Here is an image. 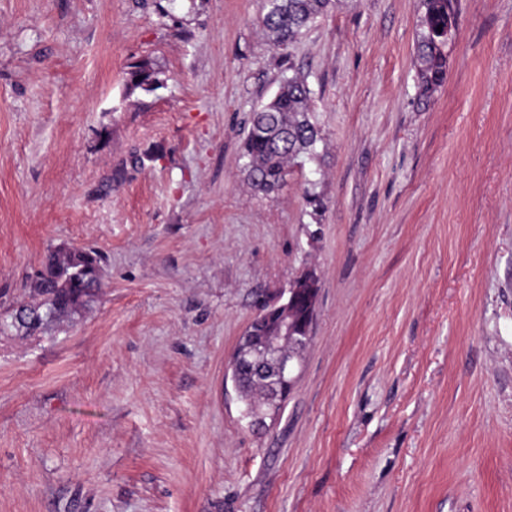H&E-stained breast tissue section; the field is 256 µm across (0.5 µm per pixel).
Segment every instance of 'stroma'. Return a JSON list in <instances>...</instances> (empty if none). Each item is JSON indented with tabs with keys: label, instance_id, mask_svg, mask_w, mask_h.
Segmentation results:
<instances>
[{
	"label": "stroma",
	"instance_id": "obj_1",
	"mask_svg": "<svg viewBox=\"0 0 512 512\" xmlns=\"http://www.w3.org/2000/svg\"><path fill=\"white\" fill-rule=\"evenodd\" d=\"M262 8L0 0V512H512V0H458L426 95L423 0H336L284 47ZM297 73L319 155L264 194L249 114ZM60 244L102 288L19 337ZM307 269L312 337L255 432L226 365ZM131 71V88L140 89L146 93H152L159 89L163 82L155 71L148 63H138ZM141 77V80H137Z\"/></svg>",
	"mask_w": 512,
	"mask_h": 512
}]
</instances>
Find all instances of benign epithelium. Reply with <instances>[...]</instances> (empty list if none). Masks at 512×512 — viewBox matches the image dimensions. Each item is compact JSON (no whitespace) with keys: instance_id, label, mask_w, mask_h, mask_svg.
Segmentation results:
<instances>
[{"instance_id":"benign-epithelium-1","label":"benign epithelium","mask_w":512,"mask_h":512,"mask_svg":"<svg viewBox=\"0 0 512 512\" xmlns=\"http://www.w3.org/2000/svg\"><path fill=\"white\" fill-rule=\"evenodd\" d=\"M301 284L292 282L279 297L262 307L243 332L231 355L225 378L239 388V372L248 370L259 377L273 378L275 405L284 404L292 392L296 370L311 339L318 299L309 302L303 322L296 320L295 293Z\"/></svg>"}]
</instances>
